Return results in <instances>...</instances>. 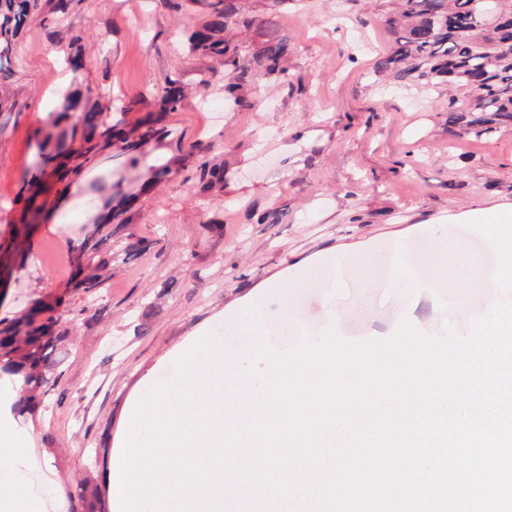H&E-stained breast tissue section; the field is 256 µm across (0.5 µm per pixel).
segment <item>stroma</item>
I'll list each match as a JSON object with an SVG mask.
<instances>
[{
	"mask_svg": "<svg viewBox=\"0 0 512 512\" xmlns=\"http://www.w3.org/2000/svg\"><path fill=\"white\" fill-rule=\"evenodd\" d=\"M211 2L71 0L64 16L45 10L15 46L0 109V244L22 227L15 200L31 163L50 172L57 140L80 147L74 119L53 121L64 95L90 97L106 124L127 107L132 126L154 110L166 79L185 89L181 109L163 120L167 136L136 164L104 148L68 188L46 177L28 259L0 289V319L64 294L71 260L95 230L85 220L91 186L102 183V205L113 183L134 194L125 230L148 246L113 250L102 294L73 296L59 385L22 420L37 454L27 486L49 495L51 512H69L83 486L96 512H109L101 476L122 446L130 403L174 376V353L190 339L222 336L228 355L248 344L231 325L248 302L281 336L332 318L373 340L404 316L444 335L485 300L452 276L451 262L460 251L480 270L497 258L459 218L512 207V124L482 136L452 128L445 93L376 82L374 63L391 43L387 0H241L249 17L277 16L292 54L286 77L257 73L244 90L251 108H238L218 85L202 84L217 60L190 53L181 38L208 21ZM76 53L81 69L64 72ZM214 99L216 114L205 109ZM206 161L223 181L205 185ZM161 164L167 180L142 192ZM266 213L278 223H260ZM434 224L448 233L440 256L431 250ZM400 250L419 251L411 269L441 291L412 303L407 289L386 287L374 265Z\"/></svg>",
	"mask_w": 512,
	"mask_h": 512,
	"instance_id": "1",
	"label": "stroma"
}]
</instances>
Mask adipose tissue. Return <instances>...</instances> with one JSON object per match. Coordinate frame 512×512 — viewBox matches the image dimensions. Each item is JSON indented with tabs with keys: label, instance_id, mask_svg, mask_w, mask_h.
Returning <instances> with one entry per match:
<instances>
[{
	"label": "adipose tissue",
	"instance_id": "adipose-tissue-1",
	"mask_svg": "<svg viewBox=\"0 0 512 512\" xmlns=\"http://www.w3.org/2000/svg\"><path fill=\"white\" fill-rule=\"evenodd\" d=\"M14 399L0 397V512H43L42 501L22 480L30 437L12 413Z\"/></svg>",
	"mask_w": 512,
	"mask_h": 512
}]
</instances>
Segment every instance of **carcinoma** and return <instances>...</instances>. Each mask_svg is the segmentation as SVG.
Wrapping results in <instances>:
<instances>
[{
  "label": "carcinoma",
  "mask_w": 512,
  "mask_h": 512,
  "mask_svg": "<svg viewBox=\"0 0 512 512\" xmlns=\"http://www.w3.org/2000/svg\"><path fill=\"white\" fill-rule=\"evenodd\" d=\"M240 0H217L202 29L188 37L192 53L201 52L222 59L224 97L248 109L252 104L241 94L254 80L255 68L268 75L286 74L291 49L288 36L272 17L261 21L263 40L249 56L229 37L234 25L249 27L253 21L241 16ZM386 17L391 35L388 53L375 64L374 73L393 81L395 87L414 85L448 87V126L462 124L480 136L492 125L512 121V0H497L502 23L485 26L479 16L478 0H393ZM44 0H0V59L8 56L20 33L41 16ZM184 98L180 82L169 79L158 92V111L149 112L132 129L117 118L100 126L99 113L83 112L84 155L102 147L117 145L124 153L137 151L144 143L161 138L159 126L165 115L181 107ZM125 224L105 229L99 239L83 243L72 272L74 288L93 297L111 276L112 254L101 245ZM69 302L62 296L38 301L24 315L0 328V370L19 377L20 396L16 403L22 416L33 415L49 391L58 384L53 377L58 350L68 339L61 326L60 312Z\"/></svg>",
  "instance_id": "obj_1"
}]
</instances>
